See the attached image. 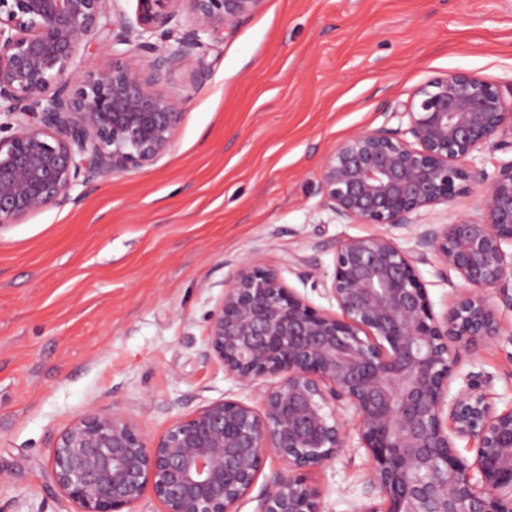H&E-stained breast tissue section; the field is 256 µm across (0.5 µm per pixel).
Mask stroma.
I'll list each match as a JSON object with an SVG mask.
<instances>
[{
	"mask_svg": "<svg viewBox=\"0 0 512 512\" xmlns=\"http://www.w3.org/2000/svg\"><path fill=\"white\" fill-rule=\"evenodd\" d=\"M209 79L191 66L166 86L184 119L156 165L95 182L77 203L0 231V512H73L51 487L57 435L86 411L122 409L147 436L219 399L260 406L206 355L208 314L234 262L261 251L314 307L323 288L288 267L333 272L336 241L378 232L325 209L326 151L361 130L398 127L391 110L443 71L512 82V0H265L208 42ZM435 310L456 273L418 264ZM512 408V341L463 355ZM366 449L350 440L309 473L324 512L378 500Z\"/></svg>",
	"mask_w": 512,
	"mask_h": 512,
	"instance_id": "stroma-1",
	"label": "stroma"
}]
</instances>
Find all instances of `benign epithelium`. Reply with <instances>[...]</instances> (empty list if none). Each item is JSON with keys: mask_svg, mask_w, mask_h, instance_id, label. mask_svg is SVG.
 I'll return each mask as SVG.
<instances>
[{"mask_svg": "<svg viewBox=\"0 0 512 512\" xmlns=\"http://www.w3.org/2000/svg\"><path fill=\"white\" fill-rule=\"evenodd\" d=\"M117 2L0 0V229L70 202L78 185L164 158L183 120L165 81L191 61L201 86L204 39L235 32L263 0H137L133 18ZM105 31L112 64L73 86L81 51ZM392 114L401 127L355 132L326 152L324 206L341 220L411 229L477 184L481 212L419 225L412 251L386 233L339 240L329 279L315 259L289 256L335 312L287 287L260 253L240 261L208 315V355L260 385L261 409L212 401L153 439L119 409L83 413L51 462L52 488L74 512H135L148 493L159 512H239L270 453L285 471L258 512H323L306 474L353 431L379 491L365 512H512V408L493 407L480 374L448 397L462 355L499 343L512 312V159L491 174L476 166L486 149H512V100L478 75L446 71ZM430 255L460 278L441 313L416 268ZM463 439L475 443L470 460L457 451Z\"/></svg>", "mask_w": 512, "mask_h": 512, "instance_id": "benign-epithelium-1", "label": "benign epithelium"}]
</instances>
